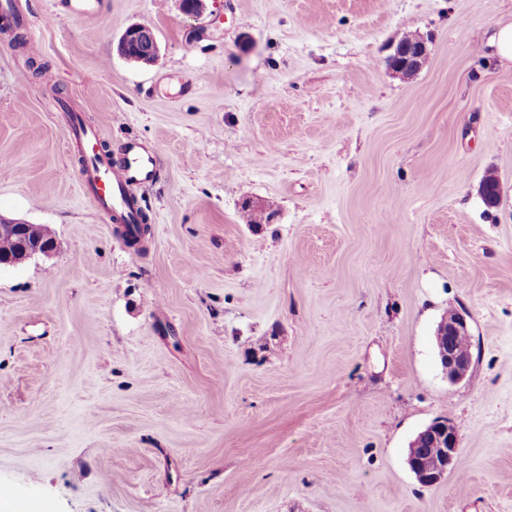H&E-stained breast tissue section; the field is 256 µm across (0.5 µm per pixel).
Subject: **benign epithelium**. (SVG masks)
<instances>
[{
    "label": "benign epithelium",
    "mask_w": 512,
    "mask_h": 512,
    "mask_svg": "<svg viewBox=\"0 0 512 512\" xmlns=\"http://www.w3.org/2000/svg\"><path fill=\"white\" fill-rule=\"evenodd\" d=\"M134 43L144 53L155 55L158 45L152 29L147 25L133 26L121 37L118 49L125 54L129 43ZM427 55L424 40L411 45H398L387 60L388 68L395 74L408 76L417 71ZM30 224L0 215V237H19L21 246L13 252L0 254V264H15L35 255L48 256L57 246L55 237L46 230L31 240L24 238ZM470 335L466 317L456 313L451 318L442 319L435 332L438 358L448 382L456 384L467 378L472 367L471 351H464L454 345L456 338ZM428 448H438L440 453L432 455ZM460 459L459 437L456 429L445 422L436 421L420 431L409 446L408 464L417 481L425 486L442 482L448 473L455 470Z\"/></svg>",
    "instance_id": "1"
}]
</instances>
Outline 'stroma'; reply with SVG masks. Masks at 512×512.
<instances>
[{"mask_svg":"<svg viewBox=\"0 0 512 512\" xmlns=\"http://www.w3.org/2000/svg\"><path fill=\"white\" fill-rule=\"evenodd\" d=\"M12 2L0 215L57 248L0 268V483L48 512H512V67L487 44L512 0ZM134 24L151 64L117 52ZM406 31L428 57L403 79ZM71 111L155 154L140 244L83 193ZM437 420L463 464L424 486ZM132 41L141 52L148 53L150 56H157L158 45L154 39L152 29L147 25L133 26L125 31L121 37L118 49L122 56L125 55L129 42ZM419 37L412 32H406L398 40L397 44L407 45L396 46L393 54L389 56L387 65L393 73L409 76L422 66L427 55V46L422 38L416 42ZM462 337L458 345L471 349V336L466 317L456 313L451 318H443L436 329L435 341L438 347V358L443 373L452 384L459 383L467 378L472 367L471 350H460L454 345L457 337ZM429 451L440 448L439 454ZM460 459L459 437L456 429L436 421L420 431L409 446L408 464L417 481L425 486L442 482L448 473L456 470Z\"/></svg>","mask_w":512,"mask_h":512,"instance_id":"obj_1","label":"stroma"}]
</instances>
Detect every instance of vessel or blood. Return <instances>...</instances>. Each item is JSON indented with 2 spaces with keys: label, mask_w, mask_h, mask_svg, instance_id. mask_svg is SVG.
Listing matches in <instances>:
<instances>
[{
  "label": "vessel or blood",
  "mask_w": 512,
  "mask_h": 512,
  "mask_svg": "<svg viewBox=\"0 0 512 512\" xmlns=\"http://www.w3.org/2000/svg\"><path fill=\"white\" fill-rule=\"evenodd\" d=\"M80 139L88 147V157L83 175L93 199L106 217H113L126 210L125 192L129 186H139L149 191L155 175L152 154L136 142H128L120 160L101 152L93 131L80 132Z\"/></svg>",
  "instance_id": "obj_1"
}]
</instances>
